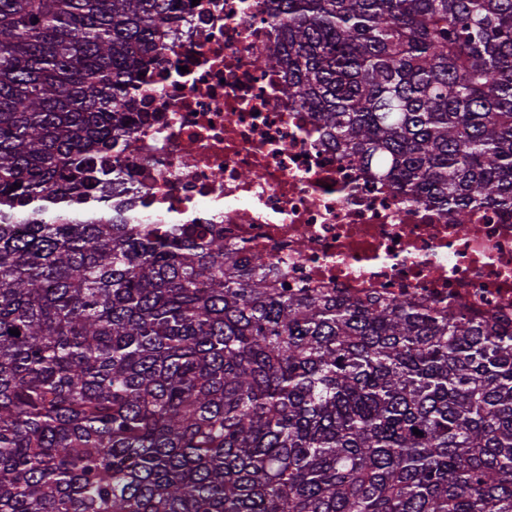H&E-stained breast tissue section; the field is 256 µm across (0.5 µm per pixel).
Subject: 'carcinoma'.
Listing matches in <instances>:
<instances>
[{
  "mask_svg": "<svg viewBox=\"0 0 512 512\" xmlns=\"http://www.w3.org/2000/svg\"><path fill=\"white\" fill-rule=\"evenodd\" d=\"M265 2L338 155L512 209V0ZM181 9L0 0V512H512V325L134 223L104 149Z\"/></svg>",
  "mask_w": 512,
  "mask_h": 512,
  "instance_id": "cac0c4a2",
  "label": "carcinoma"
}]
</instances>
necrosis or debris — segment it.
Here are the masks:
<instances>
[{"mask_svg":"<svg viewBox=\"0 0 512 512\" xmlns=\"http://www.w3.org/2000/svg\"><path fill=\"white\" fill-rule=\"evenodd\" d=\"M274 35L265 0H183L120 156L138 223L222 229L277 288L511 321L512 212L476 209L462 227L340 158L281 97L282 73L257 66Z\"/></svg>","mask_w":512,"mask_h":512,"instance_id":"obj_1","label":"necrosis or debris"}]
</instances>
